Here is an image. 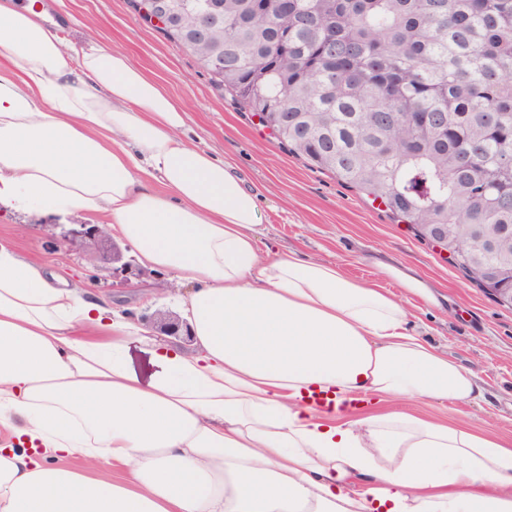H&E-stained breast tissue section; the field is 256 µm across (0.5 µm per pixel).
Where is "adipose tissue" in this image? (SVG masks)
<instances>
[{
	"label": "adipose tissue",
	"instance_id": "adipose-tissue-1",
	"mask_svg": "<svg viewBox=\"0 0 512 512\" xmlns=\"http://www.w3.org/2000/svg\"><path fill=\"white\" fill-rule=\"evenodd\" d=\"M0 0V209L107 217L188 285L192 352L0 243V512H512V448L358 395L478 404L480 377L393 289L261 248L256 195L180 135L183 108L120 50L70 45ZM117 480L98 476L101 461ZM363 489H356V482Z\"/></svg>",
	"mask_w": 512,
	"mask_h": 512
}]
</instances>
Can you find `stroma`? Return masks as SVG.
<instances>
[{
  "instance_id": "obj_1",
  "label": "stroma",
  "mask_w": 512,
  "mask_h": 512,
  "mask_svg": "<svg viewBox=\"0 0 512 512\" xmlns=\"http://www.w3.org/2000/svg\"><path fill=\"white\" fill-rule=\"evenodd\" d=\"M64 10L70 17L65 35L72 43L91 41L125 52L183 105L184 139L231 164L257 194L261 241L338 264L350 277L368 282L380 279L375 259L401 263L445 297L439 310L409 301L413 321L431 343L483 380L487 404L410 402L400 407L380 401L370 405V412L400 407L432 421L466 425L512 447V308L494 302L380 202L290 152L258 117L215 89L197 59L145 22L128 0H64ZM91 221L81 213L61 222L49 215L6 212L0 214V239L23 259L124 309L135 321H182L174 297L185 293V286L142 267L125 241L117 246L133 269L129 276L97 261L100 243L69 242L70 229Z\"/></svg>"
}]
</instances>
